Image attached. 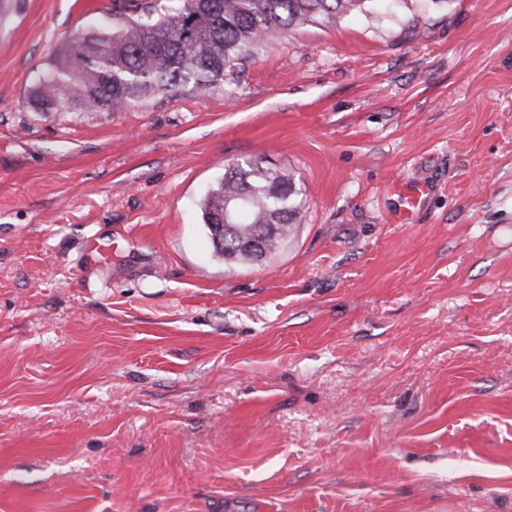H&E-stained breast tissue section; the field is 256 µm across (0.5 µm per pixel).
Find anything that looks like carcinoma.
<instances>
[{
	"instance_id": "1",
	"label": "carcinoma",
	"mask_w": 512,
	"mask_h": 512,
	"mask_svg": "<svg viewBox=\"0 0 512 512\" xmlns=\"http://www.w3.org/2000/svg\"><path fill=\"white\" fill-rule=\"evenodd\" d=\"M370 0H112V23L59 44L49 69L30 90L38 112H116L161 95L205 92L224 84L251 50L303 23L334 25ZM248 205L220 233L227 260H249L237 247L268 227L266 255L288 238L302 212L294 175L261 160L233 163L202 202L204 224L224 223V206Z\"/></svg>"
}]
</instances>
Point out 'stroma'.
Here are the masks:
<instances>
[{
  "label": "stroma",
  "instance_id": "obj_1",
  "mask_svg": "<svg viewBox=\"0 0 512 512\" xmlns=\"http://www.w3.org/2000/svg\"><path fill=\"white\" fill-rule=\"evenodd\" d=\"M81 2L0 22V512H512V0H392L218 89L35 111L111 7ZM248 158L303 199L257 262L200 209Z\"/></svg>",
  "mask_w": 512,
  "mask_h": 512
}]
</instances>
